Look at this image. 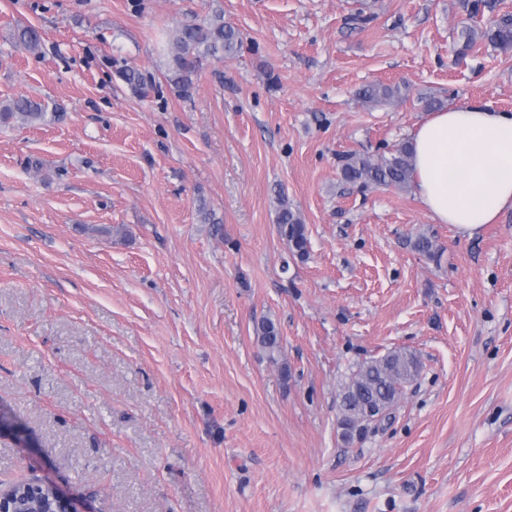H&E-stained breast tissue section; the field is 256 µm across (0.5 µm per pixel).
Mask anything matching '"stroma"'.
Wrapping results in <instances>:
<instances>
[{"label":"stroma","instance_id":"35a3bbf8","mask_svg":"<svg viewBox=\"0 0 512 512\" xmlns=\"http://www.w3.org/2000/svg\"><path fill=\"white\" fill-rule=\"evenodd\" d=\"M469 2L0 0V101L58 110L0 128V486L78 512H512V211L464 236L340 174L407 142L423 97L512 110V51L459 37L512 0ZM218 7L243 46L178 97L166 35ZM375 82L404 99L362 105ZM398 349L417 380L344 445L341 384ZM277 224L280 227L281 236L286 240L292 253L303 257L308 250V237L306 226L301 217L295 213L285 199L279 200Z\"/></svg>","mask_w":512,"mask_h":512}]
</instances>
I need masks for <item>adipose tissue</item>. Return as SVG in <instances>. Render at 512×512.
I'll use <instances>...</instances> for the list:
<instances>
[{
	"label": "adipose tissue",
	"instance_id": "adipose-tissue-1",
	"mask_svg": "<svg viewBox=\"0 0 512 512\" xmlns=\"http://www.w3.org/2000/svg\"><path fill=\"white\" fill-rule=\"evenodd\" d=\"M413 187L440 224L474 235L512 210V113L460 100L411 132Z\"/></svg>",
	"mask_w": 512,
	"mask_h": 512
}]
</instances>
